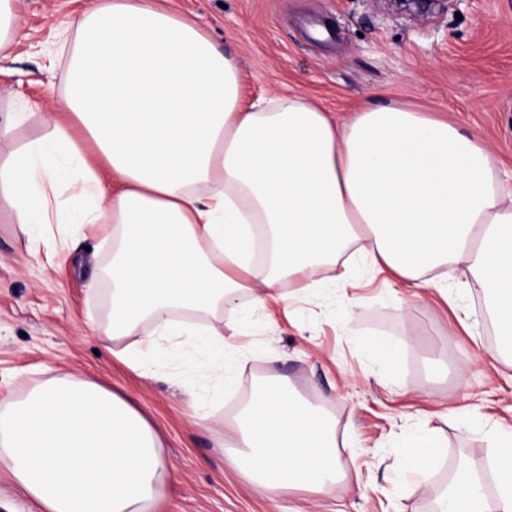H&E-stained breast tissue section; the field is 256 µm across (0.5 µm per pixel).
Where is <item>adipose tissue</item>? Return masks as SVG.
<instances>
[{"label": "adipose tissue", "mask_w": 512, "mask_h": 512, "mask_svg": "<svg viewBox=\"0 0 512 512\" xmlns=\"http://www.w3.org/2000/svg\"><path fill=\"white\" fill-rule=\"evenodd\" d=\"M71 25L60 106L72 121L8 113L43 134L0 163V208L54 256L69 240L55 224L111 238L89 280L111 282L110 308L87 325L107 348L136 337L125 364L148 373L157 340L174 338L211 350L199 380L227 381L222 334L175 314L218 317L246 294L260 306L286 282L318 297L348 280L336 265L353 246L400 287L445 299L448 266L465 265L496 329L490 355L512 357V192L495 185L480 132L398 100L339 116L292 89L245 106L237 59L158 0H104ZM490 435L492 476L460 467L437 512H512V431ZM215 444L238 449L265 494L347 479L331 414L279 380ZM162 448L131 399L82 376L0 396V468L41 512H151L174 476Z\"/></svg>", "instance_id": "adipose-tissue-1"}]
</instances>
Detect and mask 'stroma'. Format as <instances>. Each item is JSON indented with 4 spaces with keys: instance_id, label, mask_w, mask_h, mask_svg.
<instances>
[{
    "instance_id": "35a3bbf8",
    "label": "stroma",
    "mask_w": 512,
    "mask_h": 512,
    "mask_svg": "<svg viewBox=\"0 0 512 512\" xmlns=\"http://www.w3.org/2000/svg\"><path fill=\"white\" fill-rule=\"evenodd\" d=\"M95 0H20L22 32L0 59V114L22 104L53 111L66 80L59 31ZM195 18L240 65L244 103L294 88L331 112L369 97L397 98L447 114L480 131L512 184V0H448L425 21L391 12L386 0H166ZM112 257L111 242L89 230L69 256H33L28 234L0 214V392L23 395L44 378L80 374L136 402L159 430L175 469L157 512H432L455 471L489 472L494 426L512 428V360H475L495 339L483 295L463 266L448 272L456 303L426 289L399 305L388 273L355 264L361 307L344 316L343 295L313 300L244 301L215 328L240 358L229 388L203 393L171 341L149 374L133 370L91 336L85 322L103 306L86 273ZM375 339L402 343L395 368L370 350ZM290 383L336 420L338 453L355 459L345 484L322 492L260 495L215 447L255 390ZM207 422H200L203 412ZM471 431H462L461 419ZM439 441L433 471L405 482V448L426 431Z\"/></svg>"
}]
</instances>
